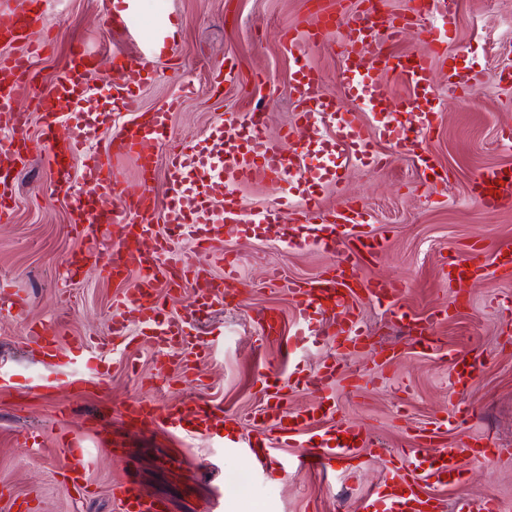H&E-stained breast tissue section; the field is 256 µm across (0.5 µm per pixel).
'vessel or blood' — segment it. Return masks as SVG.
I'll return each mask as SVG.
<instances>
[{
  "instance_id": "1",
  "label": "vessel or blood",
  "mask_w": 512,
  "mask_h": 512,
  "mask_svg": "<svg viewBox=\"0 0 512 512\" xmlns=\"http://www.w3.org/2000/svg\"><path fill=\"white\" fill-rule=\"evenodd\" d=\"M136 0H124L123 6L105 13V24L113 31L135 29ZM459 0H415L410 13L395 17L381 16L374 8L349 10L342 0H325L316 28L306 30V42H323L326 31L339 35L337 47L344 62L343 76L359 99L373 114L377 136H369L355 113L338 108L323 89L321 76L305 71L297 79L296 100L300 112L286 132L295 143L284 152L278 141L267 133L264 113L253 112L246 119L225 114L220 127L208 142H184L171 147L166 157L168 197L158 205L150 180L155 157L148 152L149 142L167 141L172 114L180 106L172 98L163 106L145 112L134 109L129 96L139 86L154 58L153 41H145L137 54H118L114 63L122 84L112 97L116 111L125 113L122 122L113 114L102 112L99 103L104 90L89 86L86 73L95 56L81 44H73L69 63L60 71L44 93L35 90L32 58L45 50L34 41L37 29H48L49 15L45 0H9L0 8V221L10 216L16 200V180L26 162L28 115L20 110L22 102L34 103L41 114L42 143L54 185L67 202L68 222L90 245L73 254L66 262L70 277L82 274L88 262L100 265L109 279L138 273L132 290L119 292L113 304L112 342H124L130 335L151 348L175 350L174 360L183 374H191L203 348L192 335L203 315L224 306L239 283L238 259L225 250L224 241L242 226L265 225L271 238L289 248H316L331 253L336 263L327 274L303 280H289L286 289L292 297L294 313L304 325L322 323L337 349L354 353L363 347L365 333L359 323L358 304L368 301L378 306H393L403 295L402 284L393 278L362 279L350 260L351 253L376 254L384 244L366 231L365 210L355 200L345 202L332 212L323 211L318 196L306 194L292 210L269 207L250 210L236 189L260 172L272 180L287 184L309 175L307 156L313 143L322 138V127L333 121L336 152L345 160L357 159L381 167L383 155L377 140L395 144L431 185L445 183L446 176L436 169L423 146L424 139L441 119L436 109L437 86L432 74V60L440 53L444 38L437 28L423 25L425 16L442 14L453 22ZM419 28L422 53L399 55L388 52L386 45L396 39L404 27ZM22 52H14V45ZM405 79L414 97L405 105H395L382 74ZM134 155L141 161L142 186L131 192L125 187L112 160ZM81 170H74V162ZM81 180L86 191L74 194V180ZM472 200L483 210L494 212L512 205V168L478 170L471 182ZM167 225L170 234H189L204 263L185 266L168 236L156 234L155 224ZM219 257L224 273L212 275L207 260ZM482 266L468 260L451 262L449 278L458 288L480 275ZM194 285L195 299L180 315H171L162 301L163 291H175ZM28 296L0 281V312L15 315L28 312ZM437 315L402 316L406 335L415 343L431 349L435 346ZM32 343L44 357L56 358L61 349L57 329L43 326L33 331ZM486 353L478 347L453 356L448 377L455 391H464L484 370ZM338 375L335 365L325 364L306 375V384L320 394L317 410L287 413L281 408L285 388L273 384L266 403L259 412L262 422L271 423V435H259L245 441L244 454L252 469L266 470L273 448L297 437L301 448L294 455L297 467L327 470L333 459L355 457L360 449L372 447V436L361 424L337 422L320 432H313L316 416L334 413L335 404L329 387ZM219 406L197 398L180 406H164L135 400L124 413L129 423L139 429L158 431L173 440L186 436L216 437ZM503 449L488 452L479 443L452 445L437 451L433 459L411 457L408 465L391 466L385 481L365 500L366 512H443L437 488L457 485L466 464L488 465L503 456ZM92 468L84 449L68 446L65 472L69 481L64 488L69 495H81ZM121 512H165L163 501L144 494L136 481L123 478L112 487Z\"/></svg>"
}]
</instances>
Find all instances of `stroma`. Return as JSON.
Segmentation results:
<instances>
[{"instance_id": "35a3bbf8", "label": "stroma", "mask_w": 512, "mask_h": 512, "mask_svg": "<svg viewBox=\"0 0 512 512\" xmlns=\"http://www.w3.org/2000/svg\"><path fill=\"white\" fill-rule=\"evenodd\" d=\"M138 12L141 23L134 34H109L102 0H49L51 46L33 61L39 86L66 66L77 42L97 56L96 84L117 82L113 52L138 51L161 21L170 33L159 62L131 96L135 109L146 111L192 85V96L172 117L171 139L201 141L224 113L243 118L257 111L265 114L269 133L279 136L295 121L293 89L303 63L323 75L326 92L339 106L363 123L371 121L340 81L339 55L322 45H304L292 55L282 48L284 27L312 28L313 0H138ZM442 51L433 61L442 118L425 147L448 173L445 188H431L409 159L383 141L378 148L387 158L385 170L353 162L343 165L342 182L328 178L312 187L326 210L350 198L362 202L370 230L386 237L380 258L356 259L362 277L399 279L405 288L400 303L407 311L423 316L446 310L435 330L438 349L429 355L401 333L389 310L366 301L359 304V318L370 339L349 356H334L325 335L295 349L285 337L263 335L256 323L262 312L280 316L287 334L297 324L292 300L267 282V269L279 268L286 279L313 278L335 258L316 249H283L249 225L226 241L239 257V294L202 327L206 354L193 375L170 365L157 368L155 352L130 340L117 353L100 355L70 345L61 358L43 357L30 341L35 324L60 325L69 336L108 335L119 288L93 266L79 282L65 279L67 256L87 242L66 221V204L54 192L41 146L39 114L31 112L27 136L33 149L19 175L15 210L0 222V279L33 300L25 317L0 314V512H12L16 499L32 500L38 512H118L112 485L129 472L145 494L167 502V512H364L367 493L386 474L369 451L333 461L326 472H300L290 467L297 442L289 440L274 449L272 473L252 475L250 491L232 497L215 472L247 470L242 449L196 437L187 440L183 463L167 467L169 438L136 430L124 416L132 398L174 406L204 397L223 407L227 424H243L262 405L268 376L287 384L284 406L299 412L317 405L319 394L296 384L297 372H311L331 357L343 373L334 385L335 420L364 423L392 454L414 447L421 429L435 434L420 448L424 456L481 438L487 447L512 449V338L497 307L501 301L512 303V277L475 279L458 298L448 280L449 260L466 259L479 247L489 257L512 249V207L488 212L468 195L480 168L512 165V83L493 78L512 68V0H460ZM453 55L480 78L475 92L449 87ZM219 70L231 74L220 85L211 80ZM238 193L251 206L285 211L299 198L297 186L259 176L239 186ZM474 346L490 362L460 399L449 388L448 364L452 355ZM383 349L395 356L387 369L376 364ZM460 402L469 406L470 416L464 424L449 425ZM39 434L93 452L92 495L77 501L66 493L59 476L64 454L58 447L32 444ZM104 437L122 439L129 455L99 454ZM484 495L512 512V456L490 466L467 465L463 482L440 493L445 512Z\"/></svg>"}]
</instances>
